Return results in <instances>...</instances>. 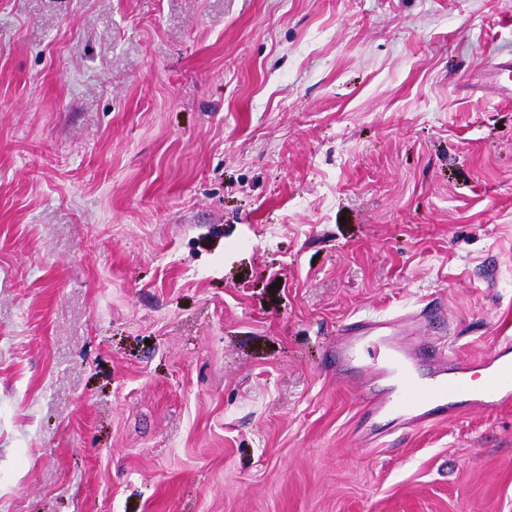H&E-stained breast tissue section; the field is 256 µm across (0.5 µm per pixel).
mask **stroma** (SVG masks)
Segmentation results:
<instances>
[{"label":"stroma","mask_w":512,"mask_h":512,"mask_svg":"<svg viewBox=\"0 0 512 512\" xmlns=\"http://www.w3.org/2000/svg\"><path fill=\"white\" fill-rule=\"evenodd\" d=\"M511 57L512 0H0V512H512V406L336 380L512 339ZM357 324L381 329L385 323L358 321L349 325L344 339L336 348L340 367L356 361L364 352L370 359L358 382L362 388L363 409L367 417L388 413L405 415L426 408L448 411V399L455 396H470V401L491 408L512 402V359H504L508 354H496L479 361L456 362L453 376H448L447 362L443 361L439 370L421 376L415 371V361L403 349L386 343L383 336H374L373 340L365 343L361 327ZM476 368L484 371L483 381L478 387L472 383V372ZM388 376L398 384L391 385L383 395L373 394L369 381Z\"/></svg>","instance_id":"1"}]
</instances>
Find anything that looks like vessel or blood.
Here are the masks:
<instances>
[{
	"label": "vessel or blood",
	"mask_w": 512,
	"mask_h": 512,
	"mask_svg": "<svg viewBox=\"0 0 512 512\" xmlns=\"http://www.w3.org/2000/svg\"><path fill=\"white\" fill-rule=\"evenodd\" d=\"M364 353L369 362L359 385L364 413L370 418L388 413L411 414L426 408L444 410L449 398L455 396H469L491 408L512 402V360L498 354L477 362H456L450 373L439 369L422 376L416 373L414 361L403 349L386 343L380 336L365 340L359 325H349L336 349L338 362L348 365ZM388 376L394 378V385L385 394H373L370 381Z\"/></svg>",
	"instance_id": "vessel-or-blood-1"
}]
</instances>
